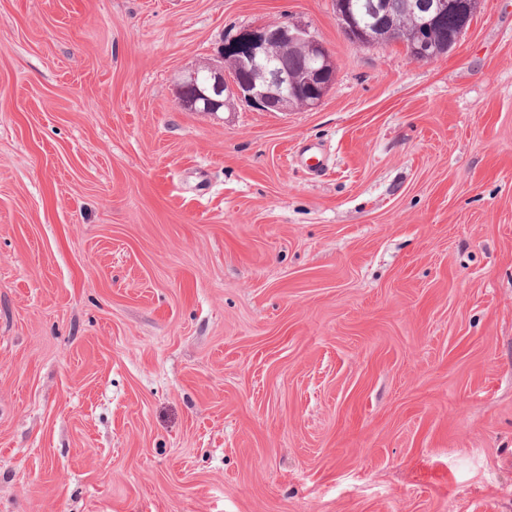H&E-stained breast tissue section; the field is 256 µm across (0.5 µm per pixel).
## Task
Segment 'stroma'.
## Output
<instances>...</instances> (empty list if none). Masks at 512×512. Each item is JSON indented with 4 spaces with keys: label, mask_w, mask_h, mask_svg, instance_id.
Returning a JSON list of instances; mask_svg holds the SVG:
<instances>
[{
    "label": "stroma",
    "mask_w": 512,
    "mask_h": 512,
    "mask_svg": "<svg viewBox=\"0 0 512 512\" xmlns=\"http://www.w3.org/2000/svg\"><path fill=\"white\" fill-rule=\"evenodd\" d=\"M281 21L317 109L180 105ZM0 512H512V0H0ZM407 1L410 0H393L395 9L393 11L396 17L398 30L401 32L399 38L407 41L412 39V29L403 31L399 26L405 18L407 10ZM392 2L389 0H368L367 4L358 5L356 8L352 5L350 9L343 12H337L336 18L338 24L350 44L356 47H371V40L375 45L384 44L386 42L385 34L378 32L374 28L388 29L387 34L394 37L397 34L396 25L393 23ZM371 28L367 34L366 29ZM479 3V0H462L460 2L414 0L410 15L414 37L411 44L406 48L407 53L415 60H427L440 55L439 48L436 49L432 45L431 32L433 27L434 39L438 46L449 41L454 30L455 19L451 15L444 14L447 11L453 12L457 18V24L456 32L451 40L453 42L459 41L470 27L478 11Z\"/></svg>",
    "instance_id": "obj_1"
}]
</instances>
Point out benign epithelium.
Returning a JSON list of instances; mask_svg holds the SVG:
<instances>
[{
	"label": "benign epithelium",
	"instance_id": "7a95c632",
	"mask_svg": "<svg viewBox=\"0 0 512 512\" xmlns=\"http://www.w3.org/2000/svg\"><path fill=\"white\" fill-rule=\"evenodd\" d=\"M479 0H413L410 21L414 31L407 53L415 60L439 55L431 41L436 20L450 11L456 15L457 42L470 27ZM338 24L350 44L369 47V27L397 34L391 0L368 3L336 13ZM297 52L307 56L303 70L290 66ZM224 65L194 69L178 83L179 102L192 112H218L226 99L235 96L264 112H289L318 108L335 78L333 58L324 43L302 25L278 22L245 30L226 46Z\"/></svg>",
	"mask_w": 512,
	"mask_h": 512
}]
</instances>
